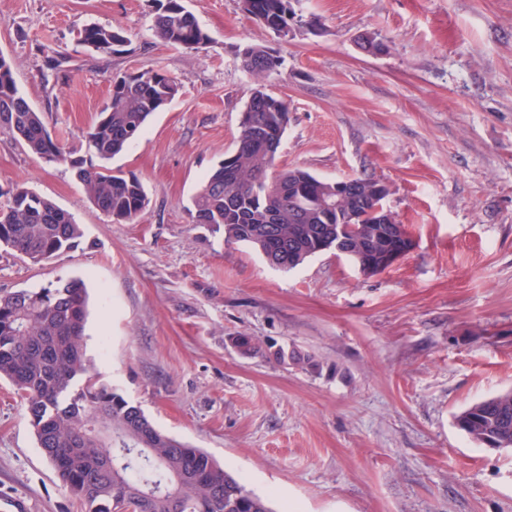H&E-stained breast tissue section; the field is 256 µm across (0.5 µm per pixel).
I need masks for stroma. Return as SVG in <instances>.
<instances>
[{
	"mask_svg": "<svg viewBox=\"0 0 512 512\" xmlns=\"http://www.w3.org/2000/svg\"><path fill=\"white\" fill-rule=\"evenodd\" d=\"M211 37L174 49L154 0H0V54L75 158L113 75L158 69L178 94L110 167L149 204L116 222L70 163L0 134V193L27 185L83 229L35 264L0 246V294L82 278L86 354L99 383L202 448L273 512H512V450L455 424L512 390V0H300L320 27L276 37L240 0H184ZM119 29L126 54L88 48ZM374 33L379 54L355 38ZM281 57L268 89L290 121L277 167L336 181L372 176L412 249L362 273L327 250L291 271L192 223L190 198L232 150L257 85L238 51ZM312 355L317 369L245 357L231 337ZM0 496L26 512H84L0 379ZM80 35L81 41L98 53L112 56L126 51L128 39L121 30L87 24L80 30Z\"/></svg>",
	"mask_w": 512,
	"mask_h": 512,
	"instance_id": "35a3bbf8",
	"label": "stroma"
}]
</instances>
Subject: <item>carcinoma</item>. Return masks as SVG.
Masks as SVG:
<instances>
[{
  "mask_svg": "<svg viewBox=\"0 0 512 512\" xmlns=\"http://www.w3.org/2000/svg\"><path fill=\"white\" fill-rule=\"evenodd\" d=\"M154 29L172 48L200 50L209 35L183 0H155ZM246 12L275 36L288 28L317 29L292 7V0H248ZM81 41L98 53L119 55L128 39L120 30L87 24ZM241 68L264 78L278 71L279 57L249 44L239 53ZM179 82L159 70L116 75L109 103L86 132L88 153L101 164L73 162L94 207L120 222L148 205L140 180L105 165L142 133L150 117L178 93ZM288 101L255 88L242 112L234 149L224 155L192 196L194 224L224 230L227 244L244 243L276 268L291 270L320 252L342 247L367 274L382 271L381 260L405 253L394 225L376 224L372 212L384 204L379 180L355 177L341 208L327 204L336 183L302 169L270 176L264 137L282 139ZM0 134H7L48 162L69 155L48 130L41 113L20 94L12 63L0 54ZM81 226L50 199L18 185L0 204V245L33 263L70 249ZM23 297L0 294V378L9 380L26 408L40 448L60 474L64 489L85 512H271L265 499L248 492L211 456L157 429L136 405L96 380L87 357L84 330L87 292L72 278ZM245 356L259 352L249 336L231 337ZM104 421L117 438L102 441L95 426ZM457 427L474 439L488 434L512 448V391L471 404L456 416Z\"/></svg>",
  "mask_w": 512,
  "mask_h": 512,
  "instance_id": "carcinoma-1",
  "label": "carcinoma"
}]
</instances>
